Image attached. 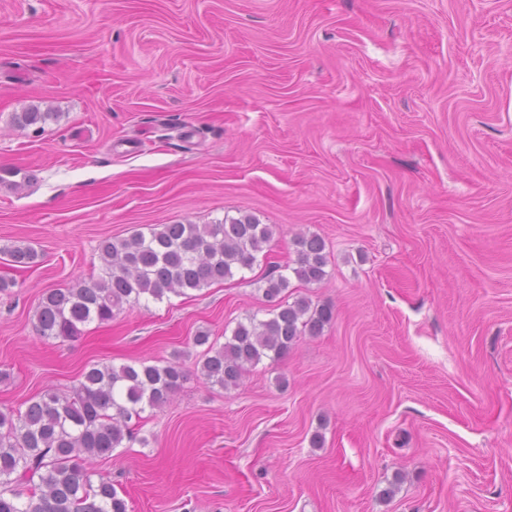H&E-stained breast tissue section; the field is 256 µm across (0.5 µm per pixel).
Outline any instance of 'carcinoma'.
<instances>
[{"label":"carcinoma","instance_id":"carcinoma-1","mask_svg":"<svg viewBox=\"0 0 512 512\" xmlns=\"http://www.w3.org/2000/svg\"><path fill=\"white\" fill-rule=\"evenodd\" d=\"M57 117L30 107L15 115L23 128L41 126ZM272 237V229L251 214L215 224H158L149 233L106 238L99 244L102 274L65 290L43 294L34 313L40 338L76 340L92 322L112 320L115 312L161 301L167 294L184 295L232 279L250 269ZM297 280L317 284L327 276L323 240L296 239ZM15 266L29 267L37 252L29 247L4 251ZM289 278L277 265L258 280L269 305V317L238 322L224 344L209 342L205 331L193 337L207 346L201 365L204 379L223 389L237 387L248 368L262 358L280 359L300 336L319 334L334 317L328 305L312 306L305 297L288 302ZM185 378L179 360L163 365L94 363L87 366L66 393L47 389L26 409L0 412V512H128L127 502L112 483H93L85 463L106 459L131 440V421L146 409L165 405ZM26 485V498L11 485Z\"/></svg>","mask_w":512,"mask_h":512}]
</instances>
